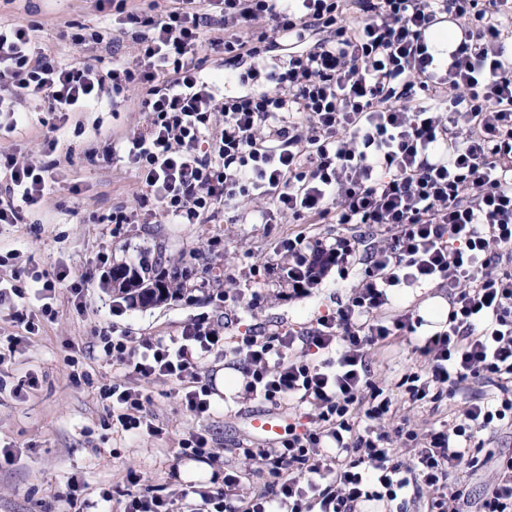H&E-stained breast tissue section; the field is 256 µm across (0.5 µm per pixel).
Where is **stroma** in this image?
Returning a JSON list of instances; mask_svg holds the SVG:
<instances>
[{"mask_svg": "<svg viewBox=\"0 0 512 512\" xmlns=\"http://www.w3.org/2000/svg\"><path fill=\"white\" fill-rule=\"evenodd\" d=\"M93 0H0V19L34 25L46 50H60L58 41L66 25L96 28L105 19L93 8ZM45 113L33 112L26 126L0 131V152H14L24 160L51 164L56 190L42 211L30 214L24 224H0V280L13 281L18 274L55 272L67 266L82 273L94 266L99 254L117 261L162 257L171 264L192 258L209 265L199 273L200 287L176 301L147 309L112 311V292L92 284L85 310H77L69 291H61L56 316L40 323L36 334L23 337L8 365L0 368L7 391L0 393V445L14 446L19 457L0 466V512H62L58 495L68 478L78 477L87 487L91 512H101L100 492L129 489L128 472H136L160 494L177 488L222 481L233 468L243 473L246 489L263 486L267 479L257 461L239 455V447H266L267 442L251 427L255 416L273 414L289 424L300 407L275 406L240 398L243 376L234 357L214 354L204 362L200 375L215 384L213 411L197 419L182 406L180 385L173 379L141 381L99 359L101 328L130 336L178 335L197 314L218 320L224 338L254 327L266 335L286 329L305 331L319 315L335 309L356 289L359 276L329 273L310 293L289 295L278 274H253L252 266L287 264L278 253L288 236L304 233L331 245L336 239L332 224H256L252 215L265 207L256 197L245 200L236 214L218 212L204 224H111L113 209L138 207L139 186L124 163H104L105 130L126 135L143 130L148 116L124 108L115 111L76 112L61 130L56 152L45 154L48 131ZM370 360L379 385L393 387L403 373L423 367L408 339L375 348ZM88 371V382L77 385L72 369ZM40 378L36 390L15 399L9 389L28 371ZM127 384L148 399L146 408L163 428L159 437L132 436L113 424L99 395L102 386ZM197 427L207 429L219 452L217 463L208 465L179 454V443ZM178 467V484H169L170 467Z\"/></svg>", "mask_w": 512, "mask_h": 512, "instance_id": "obj_1", "label": "stroma"}]
</instances>
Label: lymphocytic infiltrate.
<instances>
[{
	"label": "lymphocytic infiltrate",
	"mask_w": 512,
	"mask_h": 512,
	"mask_svg": "<svg viewBox=\"0 0 512 512\" xmlns=\"http://www.w3.org/2000/svg\"><path fill=\"white\" fill-rule=\"evenodd\" d=\"M126 2L95 0L97 11L117 10L111 26L67 35L115 49L133 36L135 57L115 53L105 68L52 55L33 26L0 20L9 129L34 103L55 118L44 139L52 152L70 113L117 106L133 91L149 124L114 139L102 159L134 171L141 191L137 210L115 208L111 223L161 215L203 224L261 196L257 223L362 224L380 238L282 241L289 288L316 287L333 270L360 275L355 293L303 332L251 328L230 346L205 314L167 339L101 330L106 364L183 382L180 401L195 418L212 411L200 365L220 352L240 358L252 398L308 408L276 447L243 448L268 475L262 490L245 493L228 471L222 486L176 499L128 491L123 512H363L371 503L386 510L408 490L425 497L426 512H465L462 474L486 465L485 436L512 427V51L502 33L512 0ZM215 24L223 37L207 38ZM212 52L223 68L208 69ZM54 184L49 167L0 152V224L25 223ZM93 279L90 270L37 272L0 284V307L32 334L54 317L58 288L81 299ZM430 285L447 289L449 308L427 333L393 299ZM30 293L40 300L34 312L24 307ZM405 336L425 361L398 382L411 403L455 398L470 381L491 389L423 440L395 423V395L369 363L371 349ZM100 398L122 431L162 435L139 389L112 384ZM409 443L417 449L406 460L398 447ZM478 512H512V455L497 459Z\"/></svg>",
	"instance_id": "f902f5d3"
}]
</instances>
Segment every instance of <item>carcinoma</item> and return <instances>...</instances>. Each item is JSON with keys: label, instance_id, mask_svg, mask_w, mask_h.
<instances>
[{"label": "carcinoma", "instance_id": "cac0c4a2", "mask_svg": "<svg viewBox=\"0 0 512 512\" xmlns=\"http://www.w3.org/2000/svg\"><path fill=\"white\" fill-rule=\"evenodd\" d=\"M186 283L175 271L155 273L153 266L141 261L137 264H112V295L131 307L146 308L184 296Z\"/></svg>", "mask_w": 512, "mask_h": 512}]
</instances>
